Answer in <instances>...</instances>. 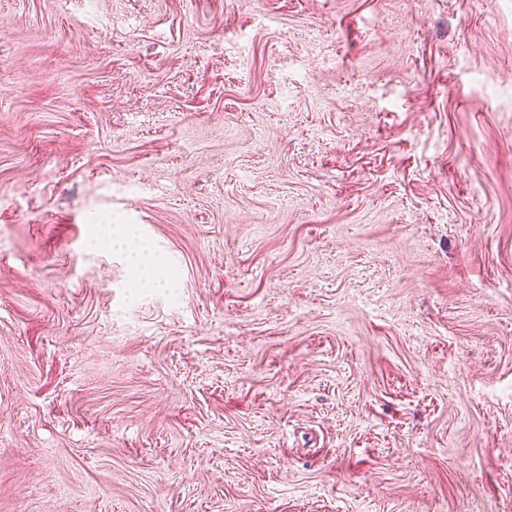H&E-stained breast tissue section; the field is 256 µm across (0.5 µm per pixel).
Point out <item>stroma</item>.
<instances>
[{
    "label": "stroma",
    "mask_w": 512,
    "mask_h": 512,
    "mask_svg": "<svg viewBox=\"0 0 512 512\" xmlns=\"http://www.w3.org/2000/svg\"><path fill=\"white\" fill-rule=\"evenodd\" d=\"M0 512H512V0H0Z\"/></svg>",
    "instance_id": "1"
}]
</instances>
